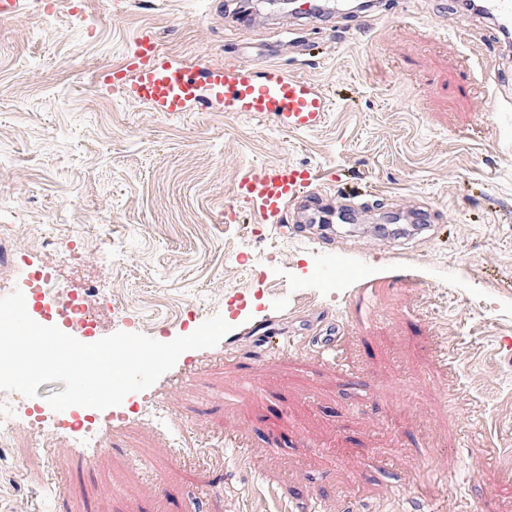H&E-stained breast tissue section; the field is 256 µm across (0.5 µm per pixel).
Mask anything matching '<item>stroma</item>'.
Listing matches in <instances>:
<instances>
[{"instance_id": "stroma-1", "label": "stroma", "mask_w": 512, "mask_h": 512, "mask_svg": "<svg viewBox=\"0 0 512 512\" xmlns=\"http://www.w3.org/2000/svg\"><path fill=\"white\" fill-rule=\"evenodd\" d=\"M296 26L262 7L239 24L226 0H54L0 18V277L51 266L103 312L104 337L231 326L100 420L105 453L53 410L36 418L62 383L0 391L17 421L0 512H512V45L463 0H402L337 35ZM141 31L182 62L273 58L330 110L288 131L219 101L151 111L97 79ZM283 164L310 168L338 210L344 190L374 191L332 250L255 223L238 198L245 173ZM415 210L435 231L375 233ZM324 318L345 327L333 360L303 338ZM264 324L294 347H259ZM144 405L165 424L141 422Z\"/></svg>"}]
</instances>
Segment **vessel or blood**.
<instances>
[{
    "label": "vessel or blood",
    "instance_id": "vessel-or-blood-1",
    "mask_svg": "<svg viewBox=\"0 0 512 512\" xmlns=\"http://www.w3.org/2000/svg\"><path fill=\"white\" fill-rule=\"evenodd\" d=\"M344 0H289L288 8L298 21L334 29L342 17ZM481 9L497 26L512 30V0H481ZM128 99L144 103L156 112H186L207 100L223 102L225 111L273 116L282 127L313 128L329 108L327 97L311 82L267 65L260 70L247 66L199 67L167 59L152 34L139 33L122 67L112 70ZM310 169L283 165L245 174L238 195L251 215L261 223L283 221L291 206L307 199L319 201L311 222H347L356 205L337 212L323 206L321 190L313 188ZM309 342L315 352L333 357L340 345L339 328H313Z\"/></svg>",
    "mask_w": 512,
    "mask_h": 512
}]
</instances>
